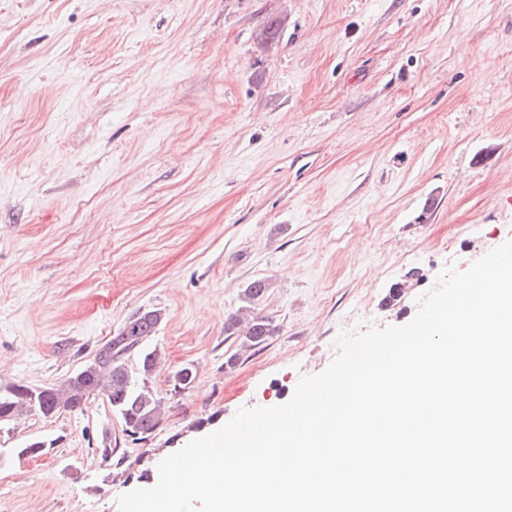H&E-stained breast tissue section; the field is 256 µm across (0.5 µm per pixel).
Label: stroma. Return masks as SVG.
I'll return each mask as SVG.
<instances>
[{"label":"stroma","instance_id":"stroma-1","mask_svg":"<svg viewBox=\"0 0 512 512\" xmlns=\"http://www.w3.org/2000/svg\"><path fill=\"white\" fill-rule=\"evenodd\" d=\"M510 239L512 0H0V386L59 383L159 309L166 407L145 442L99 398L0 427V512H119L239 408L286 403L340 332L409 323ZM257 278L276 331L254 349L224 321ZM106 426L130 470L98 455ZM32 438L54 445L19 455ZM287 25V16H277L264 22L256 36L259 47L267 52L276 50Z\"/></svg>","mask_w":512,"mask_h":512}]
</instances>
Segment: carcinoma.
I'll list each match as a JSON object with an SVG mask.
<instances>
[{"mask_svg":"<svg viewBox=\"0 0 512 512\" xmlns=\"http://www.w3.org/2000/svg\"><path fill=\"white\" fill-rule=\"evenodd\" d=\"M287 27V17L277 16L263 23L256 36L257 44L269 52L278 48ZM268 281L249 282L242 294L243 310L255 308L266 295ZM163 314L159 310H138L101 346L102 352L93 356L60 384L31 387L13 384L0 389V425L15 423L28 415L52 419L64 413L84 409L92 395H102L111 412L122 422V434L135 442H145L161 428L165 418L163 398L151 386V379L160 360L157 348L149 346L156 335ZM275 326L267 316L255 315L243 321L238 314L224 322V335L240 336L251 348L264 346L274 335ZM176 371L172 376L173 391L189 389L197 376ZM103 461L116 469L126 466L127 456L112 446V432L106 428L96 448Z\"/></svg>","mask_w":512,"mask_h":512,"instance_id":"obj_1","label":"carcinoma"}]
</instances>
